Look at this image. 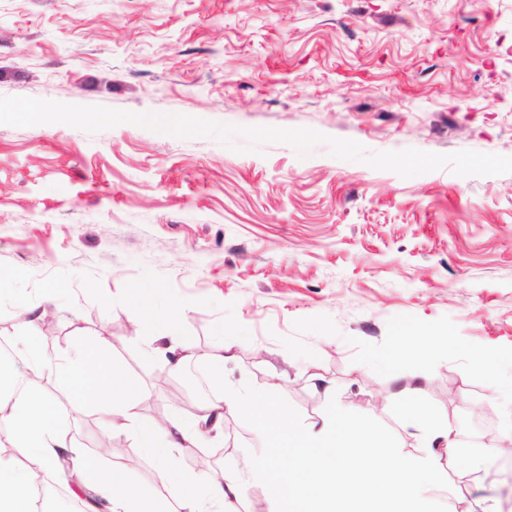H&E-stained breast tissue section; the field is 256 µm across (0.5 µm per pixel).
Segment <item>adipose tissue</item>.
I'll return each instance as SVG.
<instances>
[{
  "mask_svg": "<svg viewBox=\"0 0 512 512\" xmlns=\"http://www.w3.org/2000/svg\"><path fill=\"white\" fill-rule=\"evenodd\" d=\"M17 307L25 316L17 336L24 351L7 370H0V435L9 443L8 450L0 449V512H35L34 479L40 470L64 483L76 481L103 512H165L159 498L120 473L92 464L83 448L59 429L58 415L38 387L43 371L55 368L60 380L76 389L81 402L93 406L111 429H123L133 417L131 400L140 386L110 359L108 338L100 336L90 344L75 337L67 354L49 358L39 343L47 308L36 311L25 300ZM166 351L172 371L200 358L212 381L223 384V355L197 356L192 343L180 335L171 336ZM7 379L25 380L24 392L17 395L4 387ZM228 410L257 418L255 432L268 447L297 449L301 475L284 471L272 459L254 462L244 474L209 467L177 472L175 450L205 443V424L222 421ZM403 412L418 421L428 442L439 440L453 447L447 416L425 407L415 391H407ZM345 415L344 408L332 407L321 429L298 434L287 430L267 392L236 393L209 400L202 415L191 422L175 419L165 427L140 423L136 439L141 454L159 463L162 482L176 491L180 512H235L234 501L243 498L251 482L268 488L271 512H431L429 490L443 478L442 468L428 456L397 458L360 420L342 427Z\"/></svg>",
  "mask_w": 512,
  "mask_h": 512,
  "instance_id": "1",
  "label": "adipose tissue"
}]
</instances>
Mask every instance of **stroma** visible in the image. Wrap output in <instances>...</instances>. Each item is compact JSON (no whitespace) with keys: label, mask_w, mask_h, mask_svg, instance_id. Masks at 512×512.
<instances>
[{"label":"stroma","mask_w":512,"mask_h":512,"mask_svg":"<svg viewBox=\"0 0 512 512\" xmlns=\"http://www.w3.org/2000/svg\"><path fill=\"white\" fill-rule=\"evenodd\" d=\"M0 96L308 127L371 152L512 156V0H0ZM1 273L14 281L0 342L19 331L14 295L36 306L62 289L44 349L109 337L142 388V421L201 415L216 392L149 352L131 289L152 281L195 352L228 350L225 389L278 385L292 429L320 424L334 397L398 457L417 455L408 388L459 434L512 425V400L470 366L484 350L512 372V174L404 179L323 144L301 159L285 144L237 153L128 123L0 125ZM405 332L441 342L389 370ZM40 388L91 461L136 457L130 479L175 508L132 432L109 433L53 372ZM253 428L227 413L233 443L178 449L179 470L243 472L270 456L295 468ZM459 457L473 478L452 497ZM485 457L459 446L443 458L434 512H512V456Z\"/></svg>","instance_id":"stroma-1"}]
</instances>
